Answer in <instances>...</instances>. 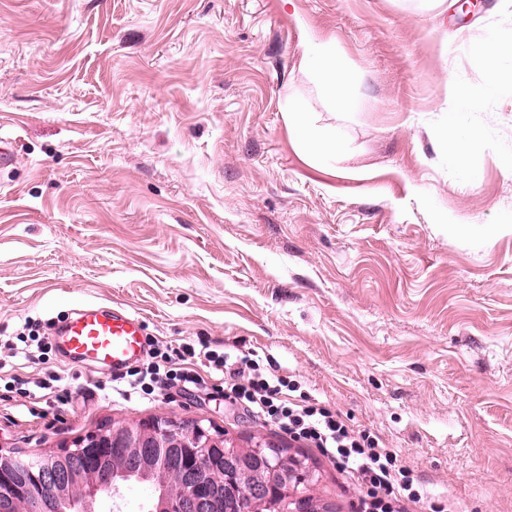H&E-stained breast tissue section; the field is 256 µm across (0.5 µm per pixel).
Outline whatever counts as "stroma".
Returning <instances> with one entry per match:
<instances>
[{
    "label": "stroma",
    "instance_id": "stroma-1",
    "mask_svg": "<svg viewBox=\"0 0 512 512\" xmlns=\"http://www.w3.org/2000/svg\"><path fill=\"white\" fill-rule=\"evenodd\" d=\"M304 25L334 42L357 111L300 70ZM493 38L512 41V0H0V338L94 302L164 342L256 349L380 434L436 506L512 512V72L466 116L484 143L466 165L439 138ZM295 97L336 130L327 168L291 144ZM12 364L64 370L65 394L21 421L0 391V453L155 417L283 440L219 391L113 401L107 370ZM288 448L318 505L353 512L327 458Z\"/></svg>",
    "mask_w": 512,
    "mask_h": 512
}]
</instances>
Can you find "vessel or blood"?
Here are the masks:
<instances>
[{
  "instance_id": "vessel-or-blood-1",
  "label": "vessel or blood",
  "mask_w": 512,
  "mask_h": 512,
  "mask_svg": "<svg viewBox=\"0 0 512 512\" xmlns=\"http://www.w3.org/2000/svg\"><path fill=\"white\" fill-rule=\"evenodd\" d=\"M54 343L69 360L118 373L142 355L145 325L141 316L129 310L86 303L57 326Z\"/></svg>"
}]
</instances>
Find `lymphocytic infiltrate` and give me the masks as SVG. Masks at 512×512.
I'll list each match as a JSON object with an SVG mask.
<instances>
[{"label":"lymphocytic infiltrate","instance_id":"f902f5d3","mask_svg":"<svg viewBox=\"0 0 512 512\" xmlns=\"http://www.w3.org/2000/svg\"><path fill=\"white\" fill-rule=\"evenodd\" d=\"M147 345L146 362L113 375L100 391L154 400L175 388L208 390L222 376L226 401L328 457L357 491L355 512H430L426 485L378 435L351 428L322 404L296 402L297 384L261 367L254 351L235 345L218 351L204 341L174 347L153 337Z\"/></svg>","mask_w":512,"mask_h":512}]
</instances>
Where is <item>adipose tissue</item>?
<instances>
[{
	"label": "adipose tissue",
	"mask_w": 512,
	"mask_h": 512,
	"mask_svg": "<svg viewBox=\"0 0 512 512\" xmlns=\"http://www.w3.org/2000/svg\"><path fill=\"white\" fill-rule=\"evenodd\" d=\"M300 48L301 70L313 74L321 93L335 107L344 112L354 111L358 103L348 91L347 77L337 67L329 43L320 41L307 31L302 36ZM448 97L454 101L456 110L449 113L441 138L447 142L449 154L463 164L471 154L481 150L483 144L469 131L462 113L481 109L484 98L458 86L449 88ZM287 118L294 141L309 162L322 164L335 155L338 148L335 129L316 125L309 106L303 100H292Z\"/></svg>",
	"instance_id": "ef3b65f1"
}]
</instances>
